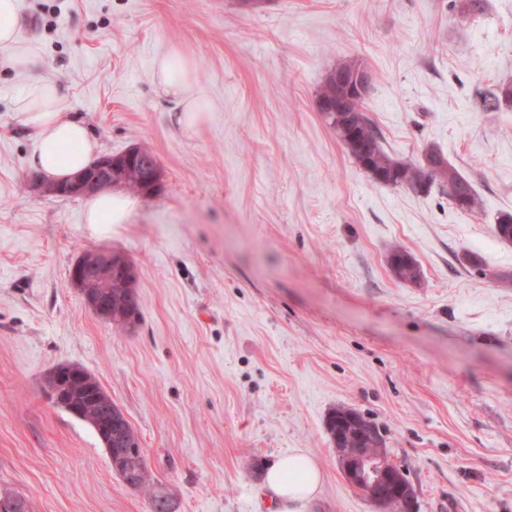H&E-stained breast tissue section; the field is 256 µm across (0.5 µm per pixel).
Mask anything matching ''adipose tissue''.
I'll return each mask as SVG.
<instances>
[{
	"mask_svg": "<svg viewBox=\"0 0 512 512\" xmlns=\"http://www.w3.org/2000/svg\"><path fill=\"white\" fill-rule=\"evenodd\" d=\"M22 5L20 0H0V57L13 62L28 52L21 39ZM157 77L164 92L183 105L189 122L201 112L186 65L178 55L157 63ZM19 118L36 131L37 146L30 167L43 180L62 182L88 166L98 155L100 145L86 123L70 112L58 85H32L17 102ZM133 209L129 197L109 191L91 196L84 210L88 224L127 223ZM324 475L319 465L304 450L278 458L261 476V488L276 512H308L319 496Z\"/></svg>",
	"mask_w": 512,
	"mask_h": 512,
	"instance_id": "ef3b65f1",
	"label": "adipose tissue"
}]
</instances>
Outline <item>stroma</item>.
Wrapping results in <instances>:
<instances>
[{
	"mask_svg": "<svg viewBox=\"0 0 512 512\" xmlns=\"http://www.w3.org/2000/svg\"><path fill=\"white\" fill-rule=\"evenodd\" d=\"M33 62L0 69V493L30 512H148L92 427L50 405L47 372L83 367L136 429L175 512H272L260 466L302 448L324 473L309 512H379L344 479L326 429L349 408L382 428L419 512H512V0H22ZM179 52L202 97L186 129L157 84ZM373 74L384 149L438 148L480 214L439 190L376 182L315 108L340 58ZM58 83L102 154L162 168L102 231L85 198L38 192L15 102ZM403 247L421 277L388 257ZM109 247L137 273L141 318L115 329L69 272ZM476 255L474 270L466 261ZM389 265L394 274L403 281L416 282L421 275L412 256L399 246L392 248L389 254Z\"/></svg>",
	"mask_w": 512,
	"mask_h": 512,
	"instance_id": "35a3bbf8",
	"label": "stroma"
}]
</instances>
